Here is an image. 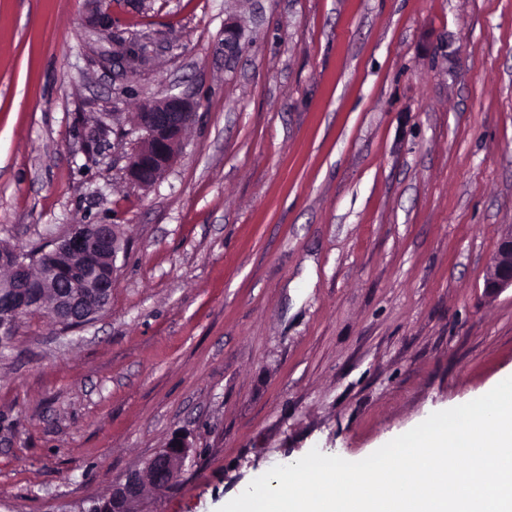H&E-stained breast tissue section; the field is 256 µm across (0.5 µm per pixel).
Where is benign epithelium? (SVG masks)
<instances>
[{
  "label": "benign epithelium",
  "mask_w": 512,
  "mask_h": 512,
  "mask_svg": "<svg viewBox=\"0 0 512 512\" xmlns=\"http://www.w3.org/2000/svg\"><path fill=\"white\" fill-rule=\"evenodd\" d=\"M92 3L87 20L93 32L112 28V0H89ZM242 30L238 23L224 24V55L233 57L241 50ZM136 43L113 51L111 64L127 71ZM197 103L186 96L166 95L142 102L134 131L136 143L127 154L128 178L141 187H150L173 166L178 148L187 128L196 117ZM122 239L116 224H79L70 233L52 242V249L41 250L36 257L63 254L71 259L68 266L56 265L53 274L44 279L42 287L32 285V255L7 250L0 252V266L10 275L0 280V351L10 347L20 319L35 314L43 307L42 289L54 294L52 317L64 328L90 323L108 305L112 284L99 280L93 258L117 260ZM512 288V226L503 230L498 249L492 257L485 291L496 295ZM193 444L185 437H176L160 449L145 466L127 473L112 483V494L122 504L117 512H143L144 487L161 470L175 480L180 478Z\"/></svg>",
  "instance_id": "1"
}]
</instances>
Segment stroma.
Segmentation results:
<instances>
[{"instance_id": "stroma-1", "label": "stroma", "mask_w": 512, "mask_h": 512, "mask_svg": "<svg viewBox=\"0 0 512 512\" xmlns=\"http://www.w3.org/2000/svg\"><path fill=\"white\" fill-rule=\"evenodd\" d=\"M0 0V246L118 225L109 305L0 353V512H76L168 441L145 512H217L311 449L364 459L512 376V0ZM243 28L224 56V22ZM135 39L145 65L100 57ZM180 94L131 184L94 117ZM93 4L87 20L89 29L93 32L112 28V1L89 0ZM197 103L190 97L166 95L142 102L133 129L140 132L127 154L128 178L150 187L173 166L187 128L196 117ZM509 287L512 288V226L501 233L484 286L489 295H496Z\"/></svg>"}]
</instances>
